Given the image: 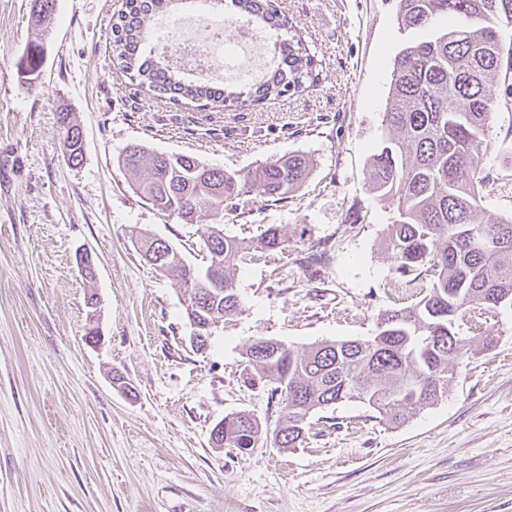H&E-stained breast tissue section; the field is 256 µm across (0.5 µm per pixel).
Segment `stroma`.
Returning <instances> with one entry per match:
<instances>
[{
	"label": "stroma",
	"instance_id": "35a3bbf8",
	"mask_svg": "<svg viewBox=\"0 0 512 512\" xmlns=\"http://www.w3.org/2000/svg\"><path fill=\"white\" fill-rule=\"evenodd\" d=\"M32 5L0 0V512H512L510 308L457 319L462 339L494 344L402 425L344 401L313 414L298 448L267 440L240 454L211 441L239 412L277 424L280 398L243 357L252 339L299 351L366 339L429 284L428 273L396 272L385 242L394 210L366 181L407 42L397 0H278L320 75L255 110L172 105L132 84L112 63L118 0H56L40 24ZM34 42L44 66L30 89L17 64ZM62 111L83 134L77 164ZM486 141L480 208L510 218L512 111H498ZM133 144L229 172L289 154L313 161L285 201L254 191L250 218L225 213V235L254 240L276 224L288 248L231 268L239 310L205 350L190 343L174 278L143 261L136 240L153 235L202 266L207 220L166 216L134 193L119 161ZM319 241L328 258L303 262ZM84 248L91 284L77 265ZM92 320L96 346L85 340Z\"/></svg>",
	"mask_w": 512,
	"mask_h": 512
}]
</instances>
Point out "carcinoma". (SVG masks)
Here are the masks:
<instances>
[{
    "label": "carcinoma",
    "instance_id": "1",
    "mask_svg": "<svg viewBox=\"0 0 512 512\" xmlns=\"http://www.w3.org/2000/svg\"><path fill=\"white\" fill-rule=\"evenodd\" d=\"M185 0H126L112 23L114 62L129 79L154 95L189 100L211 108H251L298 90L315 77L319 63L292 34L293 26L276 0H233L235 9L272 32L276 60L260 80L236 91L182 77L165 56L149 49L148 22L168 15ZM512 18V0H399L398 24L412 35L394 60L389 103L383 122L385 146L370 157L372 191L395 207L387 249L401 275L421 268L431 273L430 285L414 304L394 309L399 318L390 333L377 331L367 340L320 342L285 360L270 359L245 348L248 365L275 383L283 416L273 431L279 448H296L308 436V419L343 401H358L391 425H400L416 411L448 394L456 365L468 356L469 344L448 335L443 313L456 315L472 308L493 310L491 297L512 295V218L477 217L487 176L477 152L496 118L486 93L489 80L512 78V49L504 50L497 25ZM31 76L42 57L33 48L20 61ZM63 142L71 160L82 157V132L70 114L59 117ZM121 162L143 173L134 192L152 207L182 220L210 218L203 235L209 263L187 264L177 251L155 265L176 274L188 320H225L236 313L239 300L227 270L257 254L236 237L224 235V212L246 214L249 193L258 190L268 202H280L309 174L310 162L293 154L263 162L245 173L209 167L188 154H168L143 145L130 146ZM485 229L492 246L475 249L471 232ZM260 244L283 250L279 227L261 233ZM409 381L421 393L413 402L395 396ZM302 390L290 398L291 390ZM263 437L261 423L240 412L224 421L226 448H255Z\"/></svg>",
    "mask_w": 512,
    "mask_h": 512
}]
</instances>
